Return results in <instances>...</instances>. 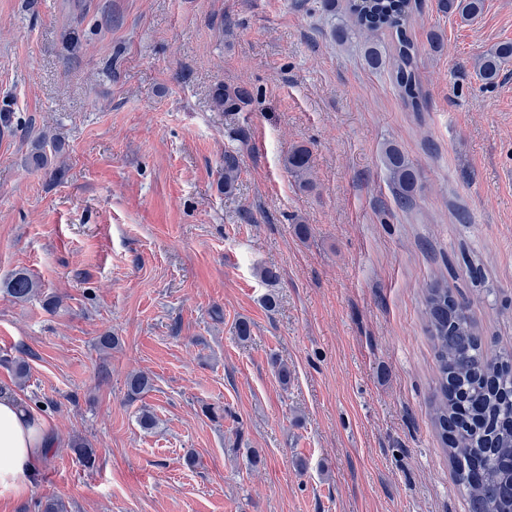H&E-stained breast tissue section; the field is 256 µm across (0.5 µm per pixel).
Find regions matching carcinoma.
<instances>
[{
  "label": "carcinoma",
  "instance_id": "cac0c4a2",
  "mask_svg": "<svg viewBox=\"0 0 512 512\" xmlns=\"http://www.w3.org/2000/svg\"><path fill=\"white\" fill-rule=\"evenodd\" d=\"M438 2L443 12L456 13L464 21L479 15L484 7V0ZM321 5L330 18L333 40L340 45L360 40L366 68L372 72L390 68L405 105L421 111L419 49L407 33L417 0H321ZM386 31L395 38L391 56L379 41V34ZM509 61L511 40L483 51L474 67L482 81L493 84ZM249 99L250 93L242 87L222 86L213 94L215 107L225 112L241 111ZM53 152H59V147L38 137L31 143L26 164L45 168ZM383 163L398 204L410 206L420 188L419 168L394 144L385 146ZM283 164L303 185L309 184L311 153L307 147L293 148ZM239 174L237 155L224 152V190L232 191ZM38 288L31 275L17 272L6 283L5 292L13 302L24 303ZM425 302L438 363L434 422L455 480L466 494L468 512H512V352L488 357L470 305L457 300L448 287L431 286ZM125 386L127 398L135 400L152 388V379L138 372L127 378Z\"/></svg>",
  "mask_w": 512,
  "mask_h": 512
}]
</instances>
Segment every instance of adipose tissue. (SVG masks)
<instances>
[{
  "mask_svg": "<svg viewBox=\"0 0 512 512\" xmlns=\"http://www.w3.org/2000/svg\"><path fill=\"white\" fill-rule=\"evenodd\" d=\"M46 423L21 398L0 394V496L15 494L18 478L34 473L45 452Z\"/></svg>",
  "mask_w": 512,
  "mask_h": 512,
  "instance_id": "obj_1",
  "label": "adipose tissue"
}]
</instances>
